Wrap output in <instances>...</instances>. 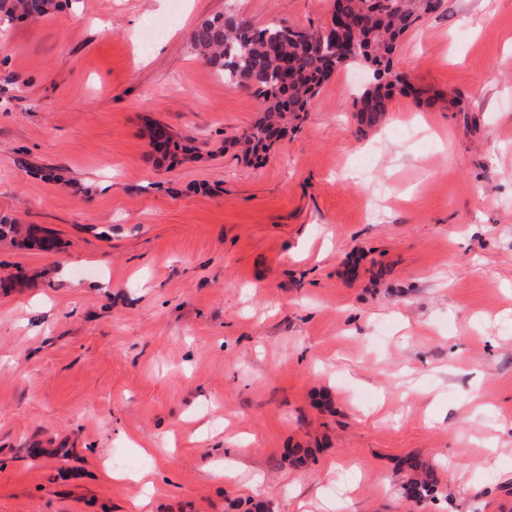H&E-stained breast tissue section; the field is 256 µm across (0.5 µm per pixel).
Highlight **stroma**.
Instances as JSON below:
<instances>
[{
  "mask_svg": "<svg viewBox=\"0 0 512 512\" xmlns=\"http://www.w3.org/2000/svg\"><path fill=\"white\" fill-rule=\"evenodd\" d=\"M173 2L0 25V217L55 242H0V512H512V0L404 35L430 99L368 126L338 71L256 159V94L191 33L333 0ZM413 454L437 499L402 496ZM157 131L165 132L163 139L157 137ZM151 144L154 148V151L160 153L163 158L168 156L171 160H174L177 157L178 151H183L184 149L182 146H180L178 141L174 140L171 132H169L168 129L164 126H156L153 129Z\"/></svg>",
  "mask_w": 512,
  "mask_h": 512,
  "instance_id": "stroma-1",
  "label": "stroma"
}]
</instances>
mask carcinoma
I'll return each instance as SVG.
<instances>
[{"label":"carcinoma","mask_w":512,"mask_h":512,"mask_svg":"<svg viewBox=\"0 0 512 512\" xmlns=\"http://www.w3.org/2000/svg\"><path fill=\"white\" fill-rule=\"evenodd\" d=\"M347 18H363L358 51L347 55L328 43L321 49H306L304 42L321 38L322 30L271 24L256 27L233 14H215L201 20L191 36L193 49L224 80H245L260 99L261 116L242 138L245 157L266 151L286 131V118L299 119L312 97L333 73L360 67L368 81L355 90L354 106L361 120L372 125L388 111L397 95L421 90L391 70V56L400 39L425 16L439 11L444 0H334ZM60 0H0V22L15 18L32 21L57 11ZM151 144L162 157L175 159L183 150L164 126L152 132ZM27 245L31 232H22L12 219H0V241ZM401 466L408 477L403 494L421 502L438 491L440 480L433 466L416 456Z\"/></svg>","instance_id":"carcinoma-1"}]
</instances>
